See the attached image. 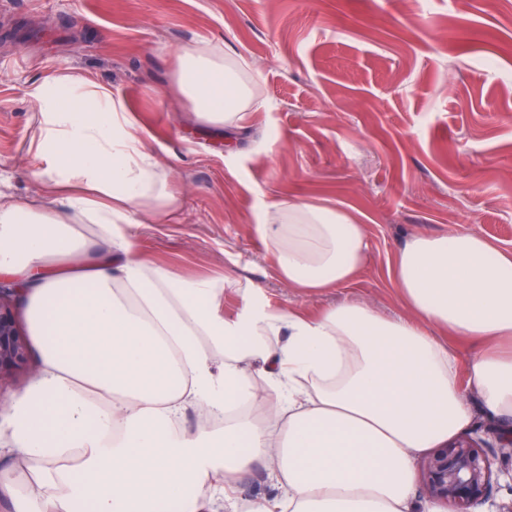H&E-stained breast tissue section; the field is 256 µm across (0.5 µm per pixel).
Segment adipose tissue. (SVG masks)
<instances>
[{
	"mask_svg": "<svg viewBox=\"0 0 512 512\" xmlns=\"http://www.w3.org/2000/svg\"><path fill=\"white\" fill-rule=\"evenodd\" d=\"M170 57L198 119L239 128L261 108L221 48ZM27 96L46 202L0 198V275L22 290L42 368L0 410L12 512H444L414 504V458L479 410L512 434V250L412 234L390 267L401 318L355 299L286 312L257 289L229 317L222 281L181 277L121 231L169 223L183 201L122 95L63 65ZM258 231L301 294L347 286L370 257L367 225L337 208L284 201ZM451 339L472 347L466 373ZM194 404L210 421L191 433L178 419ZM258 462L277 492L243 500Z\"/></svg>",
	"mask_w": 512,
	"mask_h": 512,
	"instance_id": "obj_1",
	"label": "adipose tissue"
}]
</instances>
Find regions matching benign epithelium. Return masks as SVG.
Masks as SVG:
<instances>
[{
    "label": "benign epithelium",
    "instance_id": "obj_1",
    "mask_svg": "<svg viewBox=\"0 0 512 512\" xmlns=\"http://www.w3.org/2000/svg\"><path fill=\"white\" fill-rule=\"evenodd\" d=\"M20 300L18 288L0 278V381L26 366L31 357V341L16 315ZM489 447L476 433L431 450L420 460L426 497L445 505L448 512H473L493 487Z\"/></svg>",
    "mask_w": 512,
    "mask_h": 512
}]
</instances>
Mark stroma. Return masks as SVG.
Here are the masks:
<instances>
[{
	"label": "stroma",
	"mask_w": 512,
	"mask_h": 512,
	"mask_svg": "<svg viewBox=\"0 0 512 512\" xmlns=\"http://www.w3.org/2000/svg\"><path fill=\"white\" fill-rule=\"evenodd\" d=\"M429 11L434 26L411 17ZM209 42L247 62L264 108L242 129L198 123L172 95L171 48ZM111 85L172 165V223L133 224L153 261L185 277L229 276L224 313L258 288L312 314L344 299L396 318L391 276L411 234L452 230L512 249V0H0V193L36 201L26 92L61 64ZM295 200L366 224L355 280L306 296L279 281L255 231ZM475 512L512 506V451Z\"/></svg>",
	"instance_id": "stroma-1"
}]
</instances>
